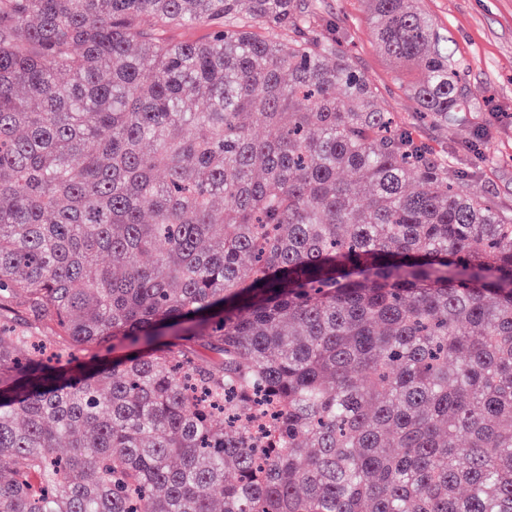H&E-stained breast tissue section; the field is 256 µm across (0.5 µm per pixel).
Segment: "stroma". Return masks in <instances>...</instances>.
<instances>
[{"instance_id": "obj_1", "label": "stroma", "mask_w": 512, "mask_h": 512, "mask_svg": "<svg viewBox=\"0 0 512 512\" xmlns=\"http://www.w3.org/2000/svg\"><path fill=\"white\" fill-rule=\"evenodd\" d=\"M419 7L447 35L474 110L465 130L427 124L422 136L446 147L456 168L490 191L498 208L512 211V0H420ZM320 14L345 28L353 62L384 102L399 112L413 111L399 74L372 39L367 0H320Z\"/></svg>"}]
</instances>
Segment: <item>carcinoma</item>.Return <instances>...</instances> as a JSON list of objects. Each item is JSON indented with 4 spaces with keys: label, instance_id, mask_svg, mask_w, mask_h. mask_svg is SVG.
<instances>
[{
    "label": "carcinoma",
    "instance_id": "1",
    "mask_svg": "<svg viewBox=\"0 0 512 512\" xmlns=\"http://www.w3.org/2000/svg\"><path fill=\"white\" fill-rule=\"evenodd\" d=\"M370 4L413 112L313 0H0V512H512V213Z\"/></svg>",
    "mask_w": 512,
    "mask_h": 512
}]
</instances>
